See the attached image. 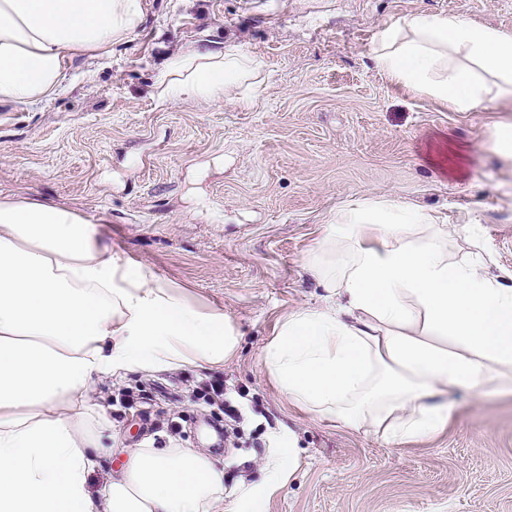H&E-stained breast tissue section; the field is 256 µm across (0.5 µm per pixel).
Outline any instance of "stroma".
<instances>
[{
    "label": "stroma",
    "instance_id": "35a3bbf8",
    "mask_svg": "<svg viewBox=\"0 0 512 512\" xmlns=\"http://www.w3.org/2000/svg\"><path fill=\"white\" fill-rule=\"evenodd\" d=\"M110 53H64L61 87L0 104V195L73 207L113 253L151 268L241 335L222 373L243 391L239 433L191 389L185 365L105 378L93 395L115 449L91 492L135 448H194L224 473V503L263 482L295 439L298 464L264 512H512V395L452 389L445 429L396 443L289 403L262 366L282 320L322 304L308 253L344 202L389 197L465 219L489 270L512 275V167L488 133L512 101L453 112L395 84L370 50L391 21L446 13L512 34V0H143ZM202 44L261 57L256 84L213 104H161L170 55ZM178 434H170L168 420Z\"/></svg>",
    "mask_w": 512,
    "mask_h": 512
}]
</instances>
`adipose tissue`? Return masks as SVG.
I'll return each mask as SVG.
<instances>
[{
    "label": "adipose tissue",
    "instance_id": "ef3b65f1",
    "mask_svg": "<svg viewBox=\"0 0 512 512\" xmlns=\"http://www.w3.org/2000/svg\"><path fill=\"white\" fill-rule=\"evenodd\" d=\"M142 0H0V103H37L63 79L64 52H109L139 26ZM393 82L470 112L512 97V36L456 15L388 24L371 51ZM230 46L173 55L158 99L220 102L262 72ZM71 208L0 197V512H237L224 474L192 448H139L92 497L111 454L89 393L107 374L218 368L240 336L124 261ZM307 266L328 305L290 313L262 361L289 401L344 426L419 441L453 414L441 394L512 390V287L480 254H455L439 215L392 198L341 205ZM293 448L245 489L249 512L290 479Z\"/></svg>",
    "mask_w": 512,
    "mask_h": 512
}]
</instances>
